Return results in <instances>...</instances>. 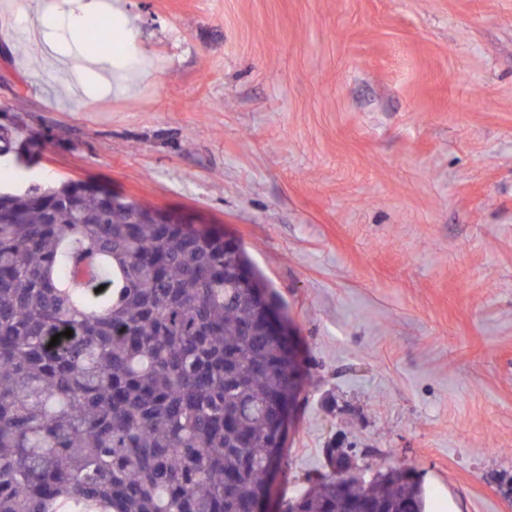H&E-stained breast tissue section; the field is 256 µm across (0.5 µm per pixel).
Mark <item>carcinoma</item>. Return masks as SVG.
Here are the masks:
<instances>
[{
  "instance_id": "1",
  "label": "carcinoma",
  "mask_w": 512,
  "mask_h": 512,
  "mask_svg": "<svg viewBox=\"0 0 512 512\" xmlns=\"http://www.w3.org/2000/svg\"><path fill=\"white\" fill-rule=\"evenodd\" d=\"M109 41L97 22L83 49ZM149 210L76 181L0 192V512H258L286 465L305 366L251 301L277 293L241 244ZM408 470L326 475L285 512H426Z\"/></svg>"
}]
</instances>
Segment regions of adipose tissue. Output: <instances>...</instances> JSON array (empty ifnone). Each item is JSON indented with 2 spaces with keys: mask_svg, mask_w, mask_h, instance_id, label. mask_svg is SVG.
Returning <instances> with one entry per match:
<instances>
[{
  "mask_svg": "<svg viewBox=\"0 0 512 512\" xmlns=\"http://www.w3.org/2000/svg\"><path fill=\"white\" fill-rule=\"evenodd\" d=\"M123 0H83L79 7H72L70 0H60L58 12H40L20 16L19 22L28 30H38L46 45L44 60L48 66L65 65L73 74L79 75L87 71L85 59L70 57L60 52L54 39V31L58 20H66L69 36L73 40L84 37L90 18L103 11L112 13V40L120 51L112 59L111 68H99L96 72L98 80L111 84L113 91L126 92L131 90L135 79L144 71L147 55L137 42L127 15L122 6Z\"/></svg>",
  "mask_w": 512,
  "mask_h": 512,
  "instance_id": "obj_1",
  "label": "adipose tissue"
}]
</instances>
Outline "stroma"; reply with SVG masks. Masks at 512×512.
I'll return each instance as SVG.
<instances>
[{
    "instance_id": "35a3bbf8",
    "label": "stroma",
    "mask_w": 512,
    "mask_h": 512,
    "mask_svg": "<svg viewBox=\"0 0 512 512\" xmlns=\"http://www.w3.org/2000/svg\"><path fill=\"white\" fill-rule=\"evenodd\" d=\"M152 72L45 70L0 15V135L24 171L234 236L309 385L274 512L403 461L427 512H512V0H127Z\"/></svg>"
}]
</instances>
